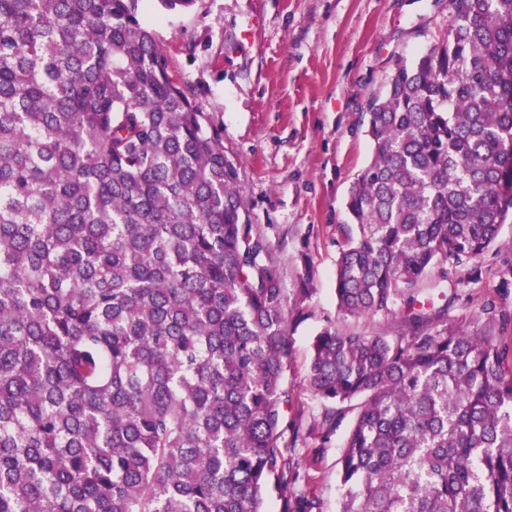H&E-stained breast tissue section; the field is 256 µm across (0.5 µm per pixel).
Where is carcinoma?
<instances>
[{"label":"carcinoma","instance_id":"1","mask_svg":"<svg viewBox=\"0 0 512 512\" xmlns=\"http://www.w3.org/2000/svg\"><path fill=\"white\" fill-rule=\"evenodd\" d=\"M138 2L0 0V512H316L279 270ZM359 128L337 308L401 329L312 338L339 512H512V317L448 316L512 219V0H448Z\"/></svg>","mask_w":512,"mask_h":512}]
</instances>
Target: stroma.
Returning <instances> with one entry per match:
<instances>
[{"label":"stroma","instance_id":"stroma-1","mask_svg":"<svg viewBox=\"0 0 512 512\" xmlns=\"http://www.w3.org/2000/svg\"><path fill=\"white\" fill-rule=\"evenodd\" d=\"M138 18L172 79L190 85L225 155L241 164L249 221L269 246L290 304L294 348L284 437L292 439L322 414L305 386L317 331L329 323L367 335L400 328L395 319L338 314L339 227L349 221V185L371 158L368 138L355 129L360 114L384 91L397 59H412L442 39L448 0H195L184 12L140 0ZM304 254L313 293L302 301L297 289ZM505 258L512 259V223L485 256L480 283L463 289L450 316L475 331L483 326L484 304L512 314V288L500 287L496 275ZM345 434L338 429L321 449L310 439L293 450L311 464L304 487L320 512L338 508L337 461Z\"/></svg>","mask_w":512,"mask_h":512}]
</instances>
